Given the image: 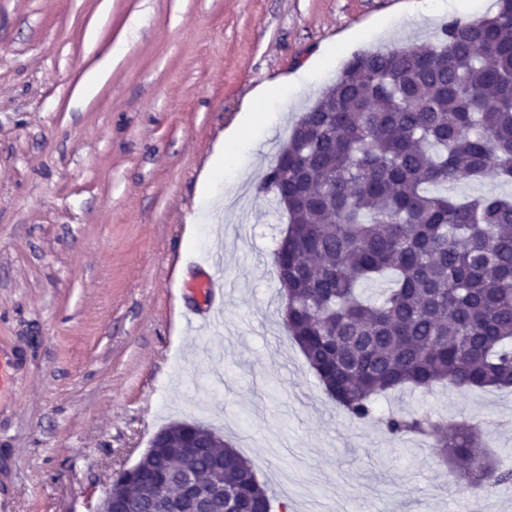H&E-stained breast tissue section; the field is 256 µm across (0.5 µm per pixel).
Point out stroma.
<instances>
[{
    "label": "stroma",
    "mask_w": 512,
    "mask_h": 512,
    "mask_svg": "<svg viewBox=\"0 0 512 512\" xmlns=\"http://www.w3.org/2000/svg\"><path fill=\"white\" fill-rule=\"evenodd\" d=\"M412 0H0V512H93L175 422L251 460L272 512H465L418 438L337 408L281 317L287 224L258 187L306 107L358 53L435 41ZM300 75L292 97L277 81ZM259 101L203 213L201 177ZM208 275L221 317L189 288ZM487 432L512 467V391L405 390Z\"/></svg>",
    "instance_id": "stroma-1"
}]
</instances>
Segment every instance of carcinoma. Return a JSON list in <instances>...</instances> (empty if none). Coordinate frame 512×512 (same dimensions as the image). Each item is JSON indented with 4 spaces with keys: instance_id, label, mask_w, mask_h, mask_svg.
Wrapping results in <instances>:
<instances>
[{
    "instance_id": "carcinoma-1",
    "label": "carcinoma",
    "mask_w": 512,
    "mask_h": 512,
    "mask_svg": "<svg viewBox=\"0 0 512 512\" xmlns=\"http://www.w3.org/2000/svg\"><path fill=\"white\" fill-rule=\"evenodd\" d=\"M490 170L512 183V0L449 21L433 45L352 57L267 171L262 186L288 208L274 251L284 328L351 420L404 387H512V196L448 194ZM383 278L378 297L359 292ZM380 423L464 461L473 490L512 480L471 424L417 412ZM164 430V446L121 480L129 512H167L180 496L163 467L212 490L210 512L230 498L238 512H270L233 446L195 423ZM189 430L195 448L181 447Z\"/></svg>"
}]
</instances>
